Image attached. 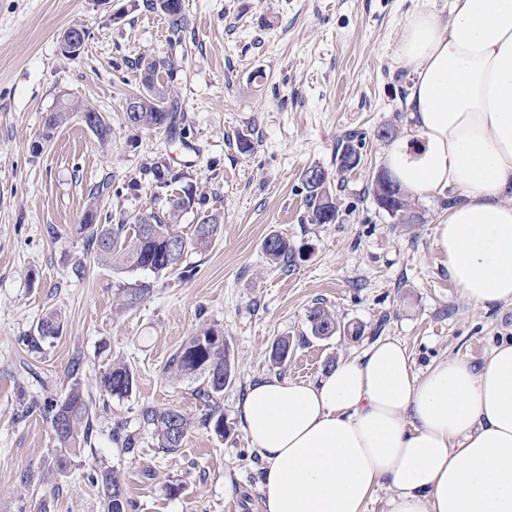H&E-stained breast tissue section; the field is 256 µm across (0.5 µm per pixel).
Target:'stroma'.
<instances>
[{"label": "stroma", "instance_id": "obj_1", "mask_svg": "<svg viewBox=\"0 0 512 512\" xmlns=\"http://www.w3.org/2000/svg\"><path fill=\"white\" fill-rule=\"evenodd\" d=\"M414 3L184 0L189 27L174 48L147 0H0V512H102L87 479L93 467L121 473L133 512H265L262 462L237 419L252 382L315 379L386 336L404 341L420 368L479 362L512 340V304L473 307L439 263L434 230L447 200L414 201L417 221L401 224L372 196L388 145L377 131L405 125L410 75L396 50ZM72 27L87 33L75 58L62 48ZM145 52L177 62L184 141L125 120L126 99L141 89L133 64ZM65 98L99 112L108 141L75 113L33 151ZM350 132L361 162L342 173L336 153ZM243 134L253 151L239 152ZM161 164L179 182L159 185L151 168ZM311 166L328 175L336 223L307 219L302 174ZM188 184L205 203L184 213L179 231L190 235L213 213L222 233L188 253L192 277H160L141 303L117 311L122 288L144 275L97 262L77 232L85 211L95 207L102 224L162 212ZM274 231L302 250L290 270L262 250ZM319 302L342 331L312 336L307 315ZM49 315L58 334L31 350L26 338ZM206 329L223 336L234 361L231 384L208 403L196 394L200 377L167 368ZM281 337L292 348L277 366L270 353ZM115 359L133 367L132 393L97 401L90 440L56 474L53 431L28 399L61 397L75 383L94 392ZM211 405L225 435L199 424ZM147 406L197 419L177 452L157 448ZM117 425L138 439L134 451L113 441Z\"/></svg>", "mask_w": 512, "mask_h": 512}]
</instances>
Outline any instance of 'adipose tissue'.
Segmentation results:
<instances>
[{"label":"adipose tissue","mask_w":512,"mask_h":512,"mask_svg":"<svg viewBox=\"0 0 512 512\" xmlns=\"http://www.w3.org/2000/svg\"><path fill=\"white\" fill-rule=\"evenodd\" d=\"M407 134L385 166L409 194L457 200L437 224L441 264L472 305L512 303V0H428L402 28ZM263 462L266 512H512V340L479 363L419 373L378 340L314 382L264 377L239 407Z\"/></svg>","instance_id":"adipose-tissue-1"}]
</instances>
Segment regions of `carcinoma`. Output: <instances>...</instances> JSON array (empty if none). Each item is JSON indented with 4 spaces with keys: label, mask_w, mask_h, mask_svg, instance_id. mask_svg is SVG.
<instances>
[{
    "label": "carcinoma",
    "mask_w": 512,
    "mask_h": 512,
    "mask_svg": "<svg viewBox=\"0 0 512 512\" xmlns=\"http://www.w3.org/2000/svg\"><path fill=\"white\" fill-rule=\"evenodd\" d=\"M151 8L159 11L168 24L173 39L171 46L182 42V33L188 27L183 0H150ZM166 63V68L158 69V63ZM143 91L139 93L140 111L128 116L133 126L161 131L168 142L180 134V125L184 117L177 112V102L173 97V87L178 69L171 58L162 59L152 54L140 56L134 64ZM88 111L80 107L77 101H67L47 116L38 138L42 142L50 141L56 129L66 121L70 114H83ZM339 170L348 171L360 162V156L351 140L341 145L337 156ZM318 167L307 168L302 176L306 186L308 218L312 224H333L338 217L336 202L328 189V181L313 179ZM372 192L377 205L385 210L400 224H408L416 218L408 194L393 183L388 185L373 179ZM199 203L196 190L188 186L170 199L168 212L160 215L146 212L131 218L121 217L115 224L96 223V214L88 209L77 229L88 245L94 249L97 261L109 263L114 270L140 271L156 276L178 274L182 278L191 276L194 268L184 264V258L191 250L201 252L222 232L218 217L205 215L194 226L192 236L185 238L175 229L181 214ZM148 223H142V217ZM180 241V251L170 254L169 243L172 238ZM268 259L286 268L296 261V251L281 233H271L265 237L262 245ZM153 290L148 281L125 288L121 297V306L131 308L144 300ZM307 321L315 336H332L336 326L340 325L336 315L327 306L318 303L309 310ZM168 369L176 375L200 374L205 377L204 387L199 389V397L224 391L231 378L232 360L229 349L224 345V337L211 329L203 330L191 337L171 357ZM135 385L132 367L124 362L111 365L99 381L100 395L125 397ZM94 399L84 393L79 386H73L61 400L49 399L43 402L32 398L29 408H37L50 424L59 444L54 460L57 473L65 472L69 465L71 451L80 447L81 442L90 437L93 418ZM144 421L154 428L158 448L164 453H174L182 447L184 438L193 425V420L175 408L156 409L146 407L142 411ZM204 426H213L214 432L224 436V414L212 408L201 418ZM89 481L97 486L102 494L104 512H131L132 501L127 496L121 475L114 470L92 471Z\"/></svg>",
    "instance_id": "obj_1"
}]
</instances>
